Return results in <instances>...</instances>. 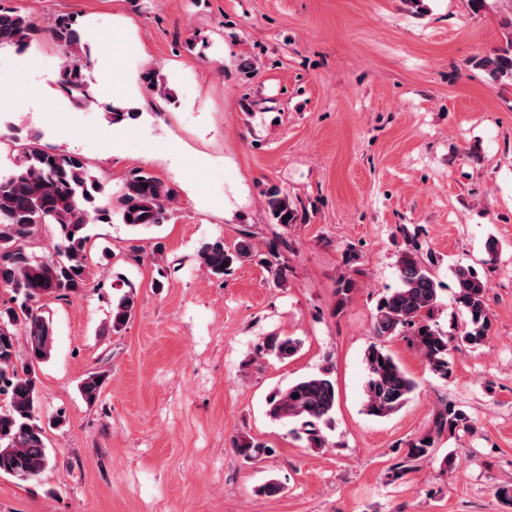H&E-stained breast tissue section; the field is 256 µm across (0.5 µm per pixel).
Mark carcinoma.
<instances>
[{
	"label": "carcinoma",
	"instance_id": "obj_1",
	"mask_svg": "<svg viewBox=\"0 0 512 512\" xmlns=\"http://www.w3.org/2000/svg\"><path fill=\"white\" fill-rule=\"evenodd\" d=\"M40 34L65 52L60 89L73 100L94 101V91L84 74L89 67L87 47L76 19L57 15L49 26L41 29L29 16L0 7V48L8 46L22 54ZM476 66L485 71L493 84L512 83V39L480 58ZM0 139L13 143L19 150L13 169L6 175L0 174V289L7 294L0 300V395L6 396V404L0 408V476L29 481L50 463L39 415L37 369L51 356L54 327L38 303L44 297L65 298L87 288L88 224H110L116 219L133 229L157 227L170 219L177 193L156 176L137 169L126 176L114 197L85 159L64 150L47 149L34 135L20 136L14 126L0 131ZM264 197L270 223L285 228L296 223L297 215L279 187H268ZM40 219L57 229L53 252L47 257H37L31 251ZM252 249V236L244 230L232 247L226 246L221 237L203 243L198 257L212 275L222 277L250 258ZM397 273L400 286L377 302L372 324L376 342L365 353L368 378L363 407L367 415L376 418L399 412L418 387L386 349L388 339L406 338L420 352L429 371L446 380L452 374L451 352L456 344L476 345L491 327L486 300L488 284L473 266L458 263L453 268L456 303L464 316L456 336L446 334L433 322L438 288L433 271L419 259L416 249L407 248L400 253ZM134 306L135 294L131 289L112 300L108 319L112 332L123 330ZM300 347L298 338L270 335L259 352L287 359ZM99 378L100 375L91 374L80 385L81 395L89 404L101 393ZM335 405V382L331 369L325 367L275 391L268 400V415L278 421L301 423L307 447L320 449L327 445L320 424L331 419ZM470 429L465 412L447 404L435 418L434 432L407 444L402 461L394 467V477L430 458L436 439L442 434ZM234 448L253 461L272 452L252 437L236 439Z\"/></svg>",
	"mask_w": 512,
	"mask_h": 512
}]
</instances>
